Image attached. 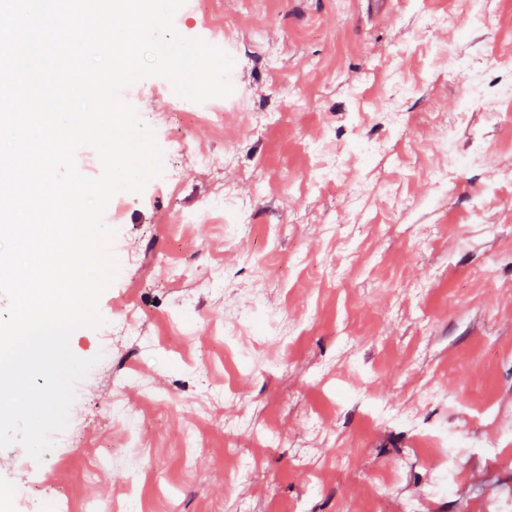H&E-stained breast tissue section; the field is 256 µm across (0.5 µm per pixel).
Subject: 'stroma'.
Masks as SVG:
<instances>
[{
	"label": "stroma",
	"mask_w": 512,
	"mask_h": 512,
	"mask_svg": "<svg viewBox=\"0 0 512 512\" xmlns=\"http://www.w3.org/2000/svg\"><path fill=\"white\" fill-rule=\"evenodd\" d=\"M235 24L215 35L195 12L174 20L186 38L231 47L241 96L225 101L222 122H190L161 92L160 78L123 92L142 120L171 113L166 137L187 138L209 157L187 167L181 188L147 185L130 195L115 250L132 262L102 294L99 310L145 312L140 336L109 341L104 327L71 336L88 359L112 344V371L76 385L70 417L103 422L101 447H115L126 422L112 416V379L138 369L125 398L142 403L141 435L151 472L141 491L166 512L157 491L184 485L182 512H485L512 489V120L484 112L456 122L473 75L467 58L512 62V0L492 19L449 44L447 19L466 23L467 0H231ZM400 112L394 123L392 112ZM480 132L482 165L433 175L448 164L447 141L469 151ZM357 140L379 144L363 166ZM336 173L325 184L318 170ZM244 203L249 228L225 242L217 221L172 225L215 187ZM225 271L211 291L212 258ZM195 276L171 279L174 260ZM282 314L283 332L246 337L253 369L225 353L214 327L235 322L253 295ZM190 302L189 328L169 315ZM188 335L193 368L184 372L148 336ZM249 408L193 400L223 380ZM154 397L143 401V387ZM393 412L378 419L376 410ZM275 447L259 448L258 431ZM474 449L458 460L453 494L432 495L448 469L445 436ZM258 455L255 478L235 483L236 449ZM72 446L46 469L49 494L72 502L126 487L123 457L95 461Z\"/></svg>",
	"instance_id": "1"
}]
</instances>
